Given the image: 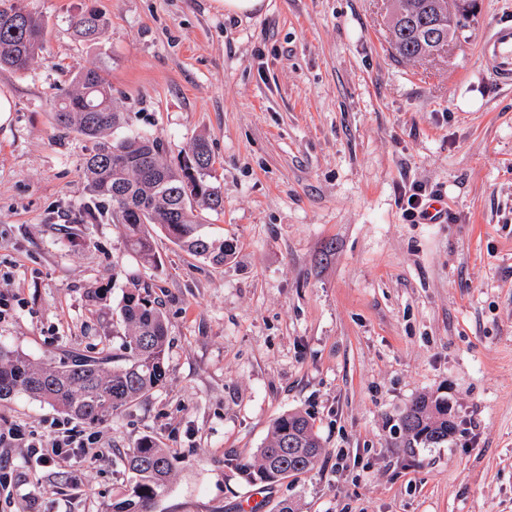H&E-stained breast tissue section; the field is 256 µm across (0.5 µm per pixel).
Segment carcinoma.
I'll use <instances>...</instances> for the list:
<instances>
[{"instance_id":"cac0c4a2","label":"carcinoma","mask_w":512,"mask_h":512,"mask_svg":"<svg viewBox=\"0 0 512 512\" xmlns=\"http://www.w3.org/2000/svg\"><path fill=\"white\" fill-rule=\"evenodd\" d=\"M436 0H404L390 15L391 44L404 59L420 57L430 47L425 26ZM75 34L95 40L103 30L100 12L88 7L69 19ZM49 29L43 15L27 0H0V67L27 70L43 53ZM56 125L93 142L85 159L83 190L89 198L86 219L109 218L125 228L130 252L143 265L159 257L149 228L155 227L186 253L222 265L235 254L228 241L202 231L203 213L224 211V192L213 182L214 157L199 138L177 165L165 158L163 142L148 134L112 139L123 121L114 109L112 88L98 66H80L58 96ZM120 317L126 333L122 350L96 355L65 352L46 362L0 343V401L25 396L44 402L89 424L108 421L163 383L166 376L167 327L163 312L146 291L125 293ZM412 440L440 445L455 423L448 401L423 395L402 417ZM322 452L313 424L300 412L278 417L255 460L226 459L248 483L272 485L310 472ZM129 487L112 503V512H152L165 495L172 472L166 451L151 438L141 439L126 454Z\"/></svg>"}]
</instances>
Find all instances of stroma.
I'll return each mask as SVG.
<instances>
[{
	"label": "stroma",
	"instance_id": "1",
	"mask_svg": "<svg viewBox=\"0 0 512 512\" xmlns=\"http://www.w3.org/2000/svg\"><path fill=\"white\" fill-rule=\"evenodd\" d=\"M33 0L49 27L23 72L0 69V341L37 361L124 340L132 284L168 330L167 376L105 423L74 465L0 446V512H112L125 454L151 437L174 458L153 512H512V87L480 48L512 0H477L447 52L403 60L390 0ZM95 7L96 41L72 15ZM104 69L122 134L162 139L170 162L206 138L224 210L204 232L233 242L221 266L157 236L142 267L122 225L87 224L93 144L53 120L76 66ZM442 195L446 219L414 224L402 197ZM447 399L455 431L414 443L401 416ZM307 413L325 452L312 471L250 485L225 461L253 457L279 416ZM61 414L0 402V425L47 438Z\"/></svg>",
	"mask_w": 512,
	"mask_h": 512
}]
</instances>
